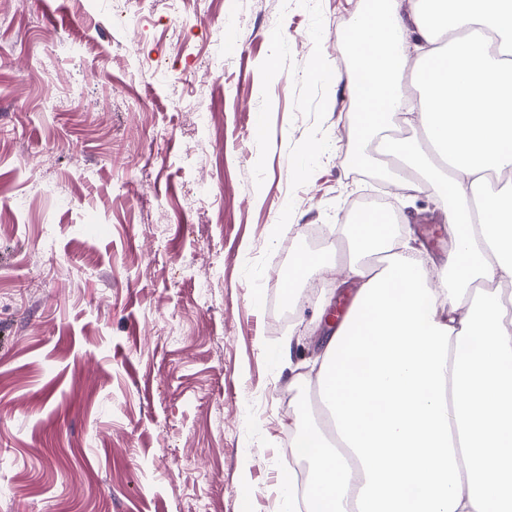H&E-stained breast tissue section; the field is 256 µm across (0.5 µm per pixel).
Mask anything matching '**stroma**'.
Instances as JSON below:
<instances>
[{
  "instance_id": "35a3bbf8",
  "label": "stroma",
  "mask_w": 512,
  "mask_h": 512,
  "mask_svg": "<svg viewBox=\"0 0 512 512\" xmlns=\"http://www.w3.org/2000/svg\"><path fill=\"white\" fill-rule=\"evenodd\" d=\"M364 5L0 0V512H284L355 291L287 286L304 229L389 186L448 249L432 195L353 162Z\"/></svg>"
}]
</instances>
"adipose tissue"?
<instances>
[{
    "mask_svg": "<svg viewBox=\"0 0 512 512\" xmlns=\"http://www.w3.org/2000/svg\"><path fill=\"white\" fill-rule=\"evenodd\" d=\"M413 32L433 45L415 64L420 133L384 151L405 189H437L450 245L431 283L373 209L342 230L343 257L296 258L290 279L340 261L357 290L315 372L326 417L289 438L307 480L283 470L288 512H512V0H412L406 16L370 0L346 71L356 138L403 116Z\"/></svg>",
    "mask_w": 512,
    "mask_h": 512,
    "instance_id": "1",
    "label": "adipose tissue"
}]
</instances>
